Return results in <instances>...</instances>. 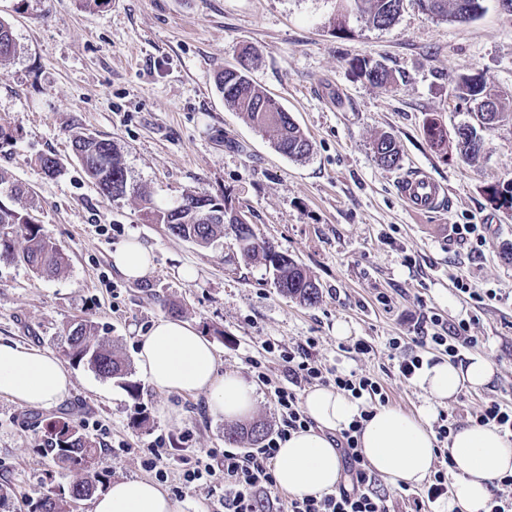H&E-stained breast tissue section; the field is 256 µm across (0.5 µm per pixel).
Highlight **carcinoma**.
<instances>
[{
  "label": "carcinoma",
  "mask_w": 512,
  "mask_h": 512,
  "mask_svg": "<svg viewBox=\"0 0 512 512\" xmlns=\"http://www.w3.org/2000/svg\"><path fill=\"white\" fill-rule=\"evenodd\" d=\"M404 0H343L337 15V27L343 29L347 15L355 13L376 27L390 26L399 16ZM430 13L461 23L476 18L483 10L484 0H418ZM17 51V44L9 23L0 20V63L10 59ZM251 58L245 56L234 69L226 68L215 81L217 92L224 104L244 114L249 123L268 136L273 148L289 158L302 159L313 151L309 137L270 95L259 89L248 75ZM354 68L368 83L378 87H393L391 72L380 62L369 59L357 60ZM488 90L479 77L461 73L457 76L454 91L466 102L475 101V95ZM512 113L507 110L505 98L497 99L490 112L477 113L479 126L506 120ZM477 126V127H479ZM473 125H461L455 130V149L465 159L473 161L479 157L483 140ZM424 136L435 151L448 154V130L437 118L427 119L423 126ZM73 150L82 169L100 193L110 199L126 195L128 175L122 156L109 139L91 134L74 139ZM377 160L384 166L394 167L400 161L396 140L382 134L373 143ZM499 206L512 209V179L504 180L486 188ZM145 220L150 224H163L173 235L190 240L200 246L212 245L224 238L223 224H210L205 214L213 207L215 198L194 191L181 197L157 203L148 192L138 193ZM22 241L21 251L15 244ZM22 260L34 273L53 277L67 268L66 254L41 231L40 225L28 222L22 213L0 203V257ZM275 287L278 292L300 304L313 305L319 299L315 281L298 262L292 258L281 265L273 266ZM62 355L73 364L84 365L103 378H119L130 392L137 391L135 382L128 380V365L112 349V342L98 334L94 325L81 321L70 327ZM265 424L256 421L248 427L230 426L225 436L230 441L247 438L259 444L265 433ZM45 451L53 455L56 466L68 471L71 482L64 489L49 484L36 501L31 503V512H72L74 503L93 496L106 479L98 471L101 449L77 427L64 419L46 426L43 434Z\"/></svg>",
  "instance_id": "carcinoma-1"
}]
</instances>
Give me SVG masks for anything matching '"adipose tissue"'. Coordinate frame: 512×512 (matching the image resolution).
<instances>
[{
    "label": "adipose tissue",
    "mask_w": 512,
    "mask_h": 512,
    "mask_svg": "<svg viewBox=\"0 0 512 512\" xmlns=\"http://www.w3.org/2000/svg\"><path fill=\"white\" fill-rule=\"evenodd\" d=\"M112 261L131 280L145 277L154 266L151 249L135 239L119 246ZM137 362L142 375L158 389L205 393L212 415L231 423L252 415L255 386L237 372H219L214 346L187 322H155L138 344ZM495 376V364L485 355L425 367L417 384L427 398L417 413L378 406L365 422L358 442L369 467L393 484L422 485L437 455L431 425L436 406L463 390L490 385ZM71 387L72 375L57 358L35 347L0 343L1 396L47 408L62 402ZM302 406L313 426L282 443L275 462L276 484L294 495L334 491L342 464L328 435L348 428L360 413V403L335 389L316 386L305 393ZM448 455L455 475L449 512H488L495 479L512 474V437L493 424L464 422L448 438ZM177 510L160 485L129 478L112 482L106 492L93 497L89 512Z\"/></svg>",
    "instance_id": "obj_1"
}]
</instances>
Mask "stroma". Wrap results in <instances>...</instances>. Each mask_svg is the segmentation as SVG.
Instances as JSON below:
<instances>
[{
	"label": "stroma",
	"mask_w": 512,
	"mask_h": 512,
	"mask_svg": "<svg viewBox=\"0 0 512 512\" xmlns=\"http://www.w3.org/2000/svg\"><path fill=\"white\" fill-rule=\"evenodd\" d=\"M484 6L461 24L404 0L389 27L352 15L341 32L336 0H98L90 7L0 0V20L17 43L0 63V172L29 190L13 208L30 214L69 258L55 278L0 261V342L57 357L69 326L86 320L134 367L141 336L173 318L191 322L216 347L220 370L247 378L256 359L280 380L284 369L262 339L292 345L311 336L322 364L375 376L391 406L413 413L425 395L398 365L418 353L409 338L436 314L448 325L473 321L479 342L471 354L497 364L491 389L462 392L441 413L462 423L485 400L512 407V211L485 192L512 178V119L484 131V150L472 162L444 158L423 134L430 116L451 131L471 122L469 105L452 91L458 73L512 93V11L498 0ZM247 46L251 80L309 136V158L277 153L217 92V73ZM363 57L392 70L396 87L358 78L350 63ZM81 133L112 140L131 184L156 200L196 190L227 201L258 237L304 266L319 301L282 297L272 267L245 258L232 231L223 245L201 247L147 223L132 197H104L75 156ZM384 133L400 146L398 166L374 157L372 143ZM45 154L60 163L50 178L35 166ZM415 168L448 186L442 208L415 212L401 197L398 183ZM455 224L481 225L484 245L458 239ZM134 236L155 255L153 270L138 280L112 263L114 250ZM185 268L193 280L182 278ZM459 280L496 296L471 299L457 290ZM399 336L406 344L392 347ZM360 340L369 354L355 352ZM421 356L446 358L436 349ZM72 372L74 385L58 405L0 396V486L12 491L15 512H27L46 477L69 481L37 449L46 423L60 418L88 422L100 467L116 480L154 479L143 464L146 445L169 435L174 461L162 488L182 512H212L207 490L182 484L195 454L229 445L204 394L157 389L135 368L134 393L86 367ZM118 442L127 451L115 450Z\"/></svg>",
	"instance_id": "1"
}]
</instances>
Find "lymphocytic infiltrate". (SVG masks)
<instances>
[{
	"label": "lymphocytic infiltrate",
	"mask_w": 512,
	"mask_h": 512,
	"mask_svg": "<svg viewBox=\"0 0 512 512\" xmlns=\"http://www.w3.org/2000/svg\"><path fill=\"white\" fill-rule=\"evenodd\" d=\"M433 333L415 337L418 355L401 361L398 370L402 377L412 378L423 365L422 350L443 348L450 361H458L462 349L473 347L478 339L471 333V324L463 320L454 327H446L439 316H431ZM314 339L295 346H281L264 340L267 351L278 352L285 378L275 381L262 371L259 362H252L255 377L266 387L277 414L276 430L267 434L256 448H228L217 452L206 451L197 457L193 467L183 474L186 485L207 489L223 483L224 495L217 505L223 512H388L385 496L375 488L376 480L369 473L358 448V437L363 423L370 416L361 410L348 429L336 438V447L342 452L345 480L335 492L320 496L291 495L278 497L274 479V463L281 442L292 432L310 427L311 419L302 406L301 393L306 386L316 383L331 385L337 391L354 399H369L371 404L387 405L389 397L382 385L363 373H342L322 367L312 354Z\"/></svg>",
	"instance_id": "f902f5d3"
}]
</instances>
